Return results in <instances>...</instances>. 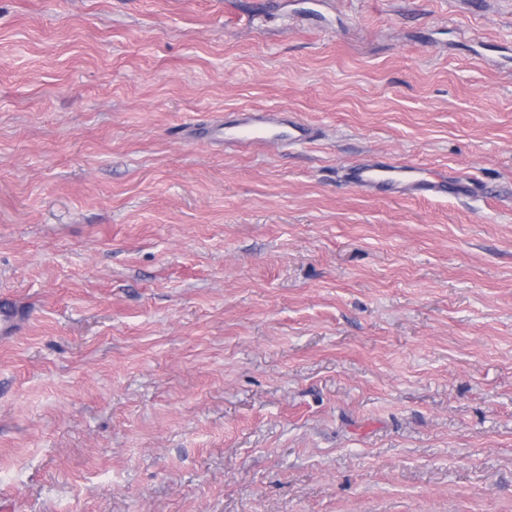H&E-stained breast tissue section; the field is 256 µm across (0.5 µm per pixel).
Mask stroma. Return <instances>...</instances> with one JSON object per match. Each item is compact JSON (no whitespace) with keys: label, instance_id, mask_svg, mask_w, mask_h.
<instances>
[{"label":"stroma","instance_id":"obj_1","mask_svg":"<svg viewBox=\"0 0 512 512\" xmlns=\"http://www.w3.org/2000/svg\"><path fill=\"white\" fill-rule=\"evenodd\" d=\"M2 298L0 512H512V0H0ZM224 146L260 148L272 139L284 147H303L313 140V128L276 110L243 109L224 119ZM347 179L350 183L377 194L425 195L445 192L448 182L431 181L421 176L412 165L371 161L352 167Z\"/></svg>","mask_w":512,"mask_h":512}]
</instances>
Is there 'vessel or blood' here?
<instances>
[{
	"label": "vessel or blood",
	"instance_id": "1",
	"mask_svg": "<svg viewBox=\"0 0 512 512\" xmlns=\"http://www.w3.org/2000/svg\"><path fill=\"white\" fill-rule=\"evenodd\" d=\"M223 134L225 146L244 148H260L272 140L285 147H302L313 139L309 124L276 110H241L225 121ZM347 179L377 194L425 195L447 188L446 183L423 178L418 167L378 161L352 167Z\"/></svg>",
	"mask_w": 512,
	"mask_h": 512
}]
</instances>
